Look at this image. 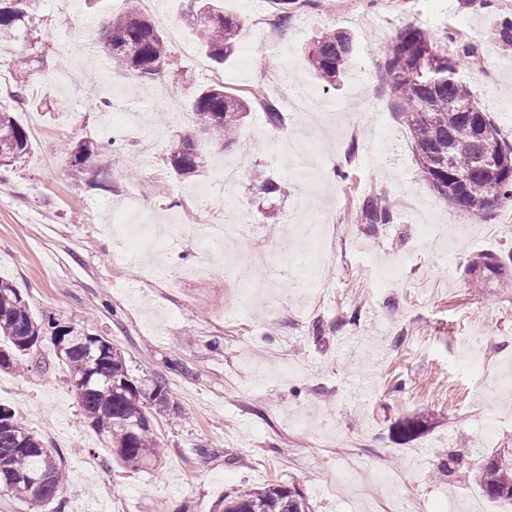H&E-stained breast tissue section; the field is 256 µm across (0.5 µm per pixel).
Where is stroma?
<instances>
[{
	"instance_id": "35a3bbf8",
	"label": "stroma",
	"mask_w": 512,
	"mask_h": 512,
	"mask_svg": "<svg viewBox=\"0 0 512 512\" xmlns=\"http://www.w3.org/2000/svg\"><path fill=\"white\" fill-rule=\"evenodd\" d=\"M140 5L67 0L60 14L37 0L28 41L48 65L29 104L14 112L32 148L0 184V279L35 316L110 340L132 375L166 385L174 407L154 420L160 460L127 468L84 418L50 343L23 368L0 370V404L59 451L69 475L65 506L53 501L43 512H213L224 494L277 480L295 483L312 512H374L373 502L404 491L405 512H466V494L498 512L502 501L485 496L476 471L512 449V406L499 405L493 388L512 382V284L473 288L464 270L478 255L512 251V205L477 216L420 179L384 51L410 25L437 41L451 32L469 43L481 66L460 74L512 138V56L492 38L512 0H296L287 35L263 44L247 19L221 65L186 23V0H155L148 15L162 32L178 27L182 40L169 44L175 69L138 86L111 67L98 33L104 16ZM329 30L355 40L350 73L333 87L307 58ZM286 56L293 77L323 96L321 110H289L288 86L269 85ZM218 78L231 93L264 87L283 111L276 129L259 112L245 119L247 150L223 152L240 165L232 185L211 166L172 172L177 135L192 132L207 150L213 136L178 121L155 95L168 89L186 112L195 86ZM107 110L143 123L157 149L143 156L115 128L125 151L103 153L76 178L72 151L96 140ZM288 135L301 143L290 162L273 148ZM340 169L348 180L337 178ZM268 178L279 194H259ZM198 184L208 187L200 203L185 194ZM132 192L157 217L182 215L184 227L168 252L145 248L126 263L105 226ZM371 196L391 201L393 223H360ZM240 213V247L258 263L231 273L218 260L192 274L194 226ZM388 263L397 277L383 276ZM234 276L280 296L278 310L228 313ZM256 364L271 369L260 385ZM407 417L420 427L403 437L396 426ZM380 467L395 484L377 477Z\"/></svg>"
}]
</instances>
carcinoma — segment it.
<instances>
[{"label":"carcinoma","mask_w":512,"mask_h":512,"mask_svg":"<svg viewBox=\"0 0 512 512\" xmlns=\"http://www.w3.org/2000/svg\"><path fill=\"white\" fill-rule=\"evenodd\" d=\"M32 0H0V36H14L19 24L29 18ZM187 20L198 40L215 62L233 49L245 21L226 15L213 0H191ZM102 48L123 74L140 84L159 79L170 66L165 37L152 20L132 8L103 18ZM500 49L512 50V17H503L494 32ZM353 41L342 31L324 33L308 52L315 75L329 85L350 66ZM474 50L447 36L443 44L413 26L401 29L385 53V69L391 77V92L399 101L408 127L420 177L450 204L482 215L512 202V143L506 141L492 116L477 106L459 73L462 58ZM9 73L10 97L26 102L38 60L21 52L15 55ZM191 109L215 141L224 147L241 145L239 130L247 115L260 111L266 123L277 128L283 121L277 104L255 88L243 94L224 90L215 81L197 92ZM31 143L11 112L0 110V182L13 171L17 160L29 153ZM106 150L103 143L84 142L73 151L71 174L84 175L85 163ZM503 155L506 164L491 171L487 152ZM168 162L178 174H193L202 167V150L190 134L181 136L169 153ZM393 206L371 197L361 207V221L376 226L391 224ZM512 268V252L483 254L468 263L473 287L489 288ZM50 336L64 338L57 358L68 368L69 380L83 415L91 426L110 433L112 454L135 468L160 455L154 437L153 415L170 406L166 386L141 380L129 373L124 354L102 336L89 344L88 332L68 322L36 319L23 294L0 280V369H14L24 356ZM0 490L28 503L32 512L56 499L66 481L62 465L44 442L26 430L10 408L0 405ZM477 481L487 497L512 501V452L498 453L483 464ZM216 512H310L305 495L293 483L271 482L263 487H245L224 495Z\"/></svg>","instance_id":"obj_1"}]
</instances>
